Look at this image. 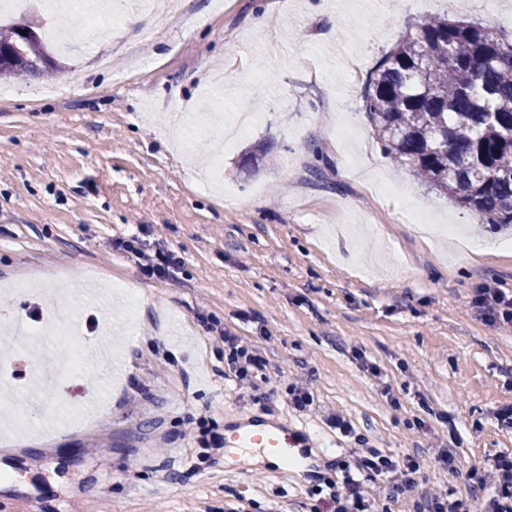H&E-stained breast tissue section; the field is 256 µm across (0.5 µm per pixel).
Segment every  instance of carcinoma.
I'll list each match as a JSON object with an SVG mask.
<instances>
[{"label": "carcinoma", "mask_w": 512, "mask_h": 512, "mask_svg": "<svg viewBox=\"0 0 512 512\" xmlns=\"http://www.w3.org/2000/svg\"><path fill=\"white\" fill-rule=\"evenodd\" d=\"M30 21L0 25V78L62 69ZM393 165L470 210L512 226V39L481 20L434 15L408 24L362 97Z\"/></svg>", "instance_id": "cac0c4a2"}]
</instances>
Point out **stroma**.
Wrapping results in <instances>:
<instances>
[{"label": "stroma", "instance_id": "obj_1", "mask_svg": "<svg viewBox=\"0 0 512 512\" xmlns=\"http://www.w3.org/2000/svg\"><path fill=\"white\" fill-rule=\"evenodd\" d=\"M64 51L80 78L7 81L0 98V326L64 322L79 369L19 376L27 431L0 429V512H314L354 438L422 460L378 512L447 490L483 512L469 473L512 453V329L471 307L512 290V230L399 173L362 109L366 80L410 20L479 18L500 0H186L168 16L93 0ZM133 23H124V16ZM274 162L242 168L254 145ZM139 236L182 259L144 275L113 251ZM265 362L225 377L219 330ZM374 363L378 374L363 369ZM309 384L310 410L288 402ZM248 417L287 423L308 459L248 463L199 447ZM452 449L456 469L432 458Z\"/></svg>", "mask_w": 512, "mask_h": 512}]
</instances>
